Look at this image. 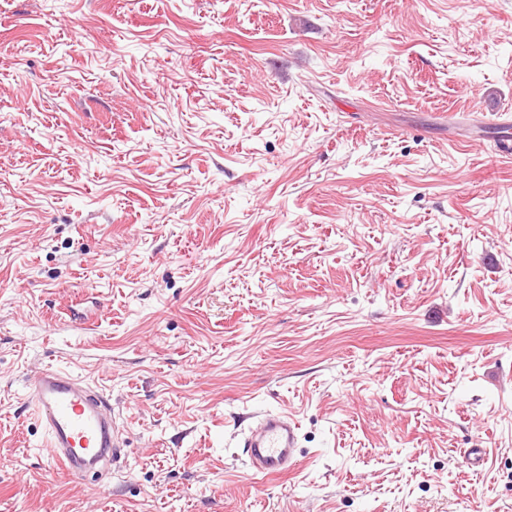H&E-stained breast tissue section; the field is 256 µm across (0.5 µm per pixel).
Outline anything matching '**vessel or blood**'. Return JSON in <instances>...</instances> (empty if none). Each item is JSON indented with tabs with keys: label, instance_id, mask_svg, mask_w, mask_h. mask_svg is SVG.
Here are the masks:
<instances>
[{
	"label": "vessel or blood",
	"instance_id": "obj_1",
	"mask_svg": "<svg viewBox=\"0 0 512 512\" xmlns=\"http://www.w3.org/2000/svg\"><path fill=\"white\" fill-rule=\"evenodd\" d=\"M26 389L32 413L47 434L45 452L54 467L76 475L119 453L108 402L83 378L48 366ZM298 443L296 422L287 414L267 412L243 432L238 445L247 468L267 477L294 470Z\"/></svg>",
	"mask_w": 512,
	"mask_h": 512
}]
</instances>
